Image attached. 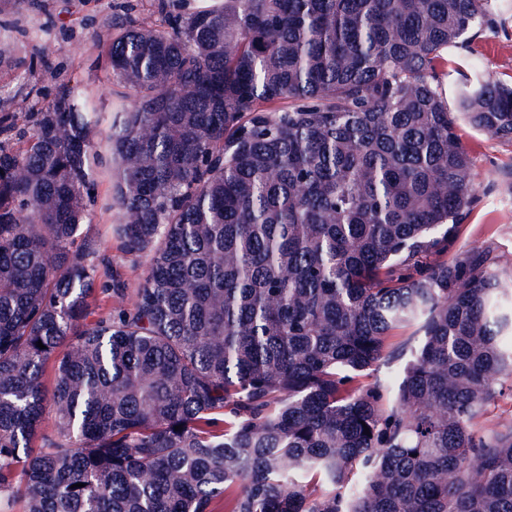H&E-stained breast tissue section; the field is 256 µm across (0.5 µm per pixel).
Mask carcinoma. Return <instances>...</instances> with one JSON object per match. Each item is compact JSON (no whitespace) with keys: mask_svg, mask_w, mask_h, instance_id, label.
Here are the masks:
<instances>
[{"mask_svg":"<svg viewBox=\"0 0 512 512\" xmlns=\"http://www.w3.org/2000/svg\"><path fill=\"white\" fill-rule=\"evenodd\" d=\"M113 11L112 112L57 74L0 103V504L512 512V421L484 420L512 290L457 247L477 190L459 123L512 142V83L474 63L451 104L443 68L501 27L494 0ZM48 12L0 0V71L50 65L53 22L20 18ZM98 214L142 259L132 289L83 236Z\"/></svg>","mask_w":512,"mask_h":512,"instance_id":"carcinoma-1","label":"carcinoma"}]
</instances>
